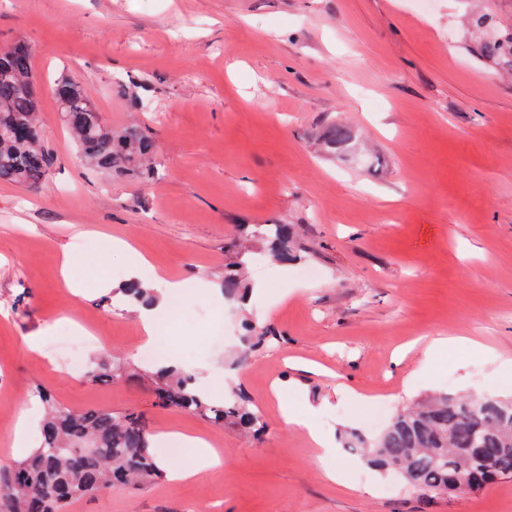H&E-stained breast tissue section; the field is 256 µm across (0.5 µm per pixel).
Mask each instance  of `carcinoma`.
<instances>
[{
	"mask_svg": "<svg viewBox=\"0 0 512 512\" xmlns=\"http://www.w3.org/2000/svg\"><path fill=\"white\" fill-rule=\"evenodd\" d=\"M482 56L512 59V30L498 31L481 44ZM63 126L81 159L96 169L136 172L156 149L152 137L139 129L112 131L78 85L67 78L57 84ZM349 131L330 126L325 141L333 149L349 145ZM54 164L43 145L38 119L32 52L18 43L0 49V181L35 185ZM253 236L272 241L274 256L290 258L292 231L287 224H256ZM239 263L224 269V296L238 299L245 285ZM128 302H153V289L140 279L120 288ZM276 340L272 330L248 325L240 361ZM95 382L109 383L128 375L122 362L89 365ZM154 406L177 408L222 425L234 423L260 434L263 415L242 392L216 402L200 392L194 376L183 369L159 368L149 375ZM45 408L39 439L30 456L13 466H0V512H66L72 500L109 486L141 485L162 474L150 449L146 415L102 409L75 411L40 387L33 390ZM349 450L377 471L400 477L425 495H448V476L469 481L479 491L512 478V399L494 395L450 397L440 394L420 406L397 412L375 438L353 436Z\"/></svg>",
	"mask_w": 512,
	"mask_h": 512,
	"instance_id": "cac0c4a2",
	"label": "carcinoma"
}]
</instances>
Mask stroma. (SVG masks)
<instances>
[{"label":"stroma","mask_w":512,"mask_h":512,"mask_svg":"<svg viewBox=\"0 0 512 512\" xmlns=\"http://www.w3.org/2000/svg\"><path fill=\"white\" fill-rule=\"evenodd\" d=\"M512 26V0H0V49L31 46L38 112L55 162L34 187L0 181V466L21 460L14 427L39 419L34 388L77 410L143 411L167 467L171 432L199 435L221 469L176 483L111 487L69 512H512V478L424 495L348 449L387 414L432 393L503 394L512 361V65L477 53L474 14ZM79 83L114 131L156 142L144 179L84 165L54 82ZM353 136L329 153V125ZM249 224H289L296 260L267 259ZM151 262V288L184 282L190 315L163 349L204 391L242 390L263 414L237 426L152 401L141 376L100 384L47 362L72 324L97 336L86 361L144 352L117 294L131 267L108 239ZM247 251V303L215 301L232 245ZM224 323L222 344L208 329ZM278 337L238 362L245 326ZM463 336L441 361L413 341ZM38 341L39 351L28 347ZM367 402L356 401V394ZM339 447V481L279 409Z\"/></svg>","instance_id":"obj_1"}]
</instances>
